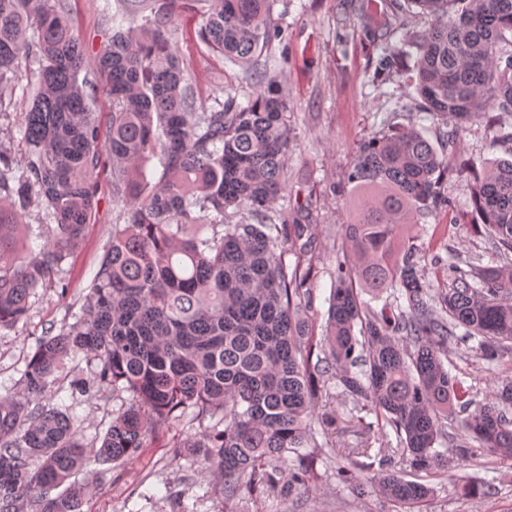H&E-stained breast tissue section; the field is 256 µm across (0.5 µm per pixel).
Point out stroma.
I'll return each mask as SVG.
<instances>
[{
	"mask_svg": "<svg viewBox=\"0 0 512 512\" xmlns=\"http://www.w3.org/2000/svg\"><path fill=\"white\" fill-rule=\"evenodd\" d=\"M166 3L174 18L169 39L190 73L199 111L220 110L230 96L237 103H247L256 88L250 70L225 61L201 41L200 18L186 8L185 0ZM103 4L104 0H66L68 18L83 43L84 73L88 76L107 41ZM272 15L280 35L262 61L288 86L291 129L289 181L273 209L290 211L300 204L311 213L318 259L309 312L321 323L342 246L339 226L352 216L350 198L341 186L356 145L386 120L415 123L433 142L446 131L444 124L432 122L423 113L401 111L397 78L374 79L371 64L382 51L402 49L407 35L428 28L429 20L403 13L391 38L373 43L365 37L357 11L345 0H275ZM36 82V70H28L0 95V151L18 158L25 152L19 122ZM505 155L504 148L490 147L481 121L469 124L456 145V156L463 162L476 158L485 163ZM96 181L98 206L78 249L62 271L35 290L28 318L13 328L0 329V394L15 389L37 341L49 330L74 323L81 310L120 214L112 204L111 162H103ZM448 196L452 208L422 218L409 227V235L429 256L453 254L463 265L494 263L490 243L471 229L475 215L466 175L449 177ZM469 347V342L461 339L450 342L447 365L479 398H488L497 379L512 376V360L490 365L474 358ZM125 404V396L106 389L83 396L78 413L84 442L97 443L112 416ZM198 430L192 415H185L151 436L139 456L104 465L83 501L82 512H178L182 504L191 512H225L222 501L206 492L207 474L172 460L174 441ZM336 467L335 455L323 449L307 492L287 500L275 490L260 495L245 492L238 500L237 512H512V465L484 448L471 449L468 457L455 460L447 474L430 478L431 495L412 511L377 495L354 498L348 486L337 479ZM472 482L482 485V494L467 493Z\"/></svg>",
	"mask_w": 512,
	"mask_h": 512,
	"instance_id": "35a3bbf8",
	"label": "stroma"
}]
</instances>
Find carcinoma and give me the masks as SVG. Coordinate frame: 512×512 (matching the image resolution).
Returning a JSON list of instances; mask_svg holds the SVG:
<instances>
[{
  "label": "carcinoma",
  "mask_w": 512,
  "mask_h": 512,
  "mask_svg": "<svg viewBox=\"0 0 512 512\" xmlns=\"http://www.w3.org/2000/svg\"><path fill=\"white\" fill-rule=\"evenodd\" d=\"M271 2L188 4L207 46L255 68L258 83L245 106L230 98L198 112L167 38L172 14L154 0H117L96 60L112 97L103 127L65 0H0V89L38 65L19 126L26 153L0 152V328L28 317L35 288L79 247L105 157L124 219L112 225L81 314L40 338L18 390L0 394V512H82L91 484L77 474L140 455L149 435L189 410L199 432L175 445L174 459L210 472L211 493L228 509L243 489L278 487L285 500L306 489L318 432L386 439L391 428L403 468L368 483L356 472L384 464L381 452L361 440L336 444V456L354 497L400 505L431 493L405 469L429 477L472 442L512 462V378L479 402L444 363L460 328L476 340V358L512 357V159L486 163L471 183L474 229L498 263L445 264L404 233L415 217L452 206L445 177L467 122L486 118L490 145L508 143L512 154V0H407L430 25L401 52L411 64L382 53L374 77H405L414 94L402 109L446 124L445 149L413 124L387 121L357 146L345 174L353 218L342 225L319 335L307 314L317 273L311 214L300 208L279 224L271 214L288 184L290 149L287 93L259 67L279 36ZM356 2L365 35L388 37L375 0ZM154 158L163 172L152 184ZM34 209L55 228L23 254L22 233L41 237L27 221ZM363 294L384 303L375 308ZM80 357L87 369L70 381L71 404L52 403L58 377ZM332 382L336 396L366 402L375 421L326 406ZM95 388L125 393L129 404L89 450L75 409ZM454 428L463 439L450 436ZM445 442L447 455L438 450Z\"/></svg>",
  "instance_id": "obj_1"
}]
</instances>
